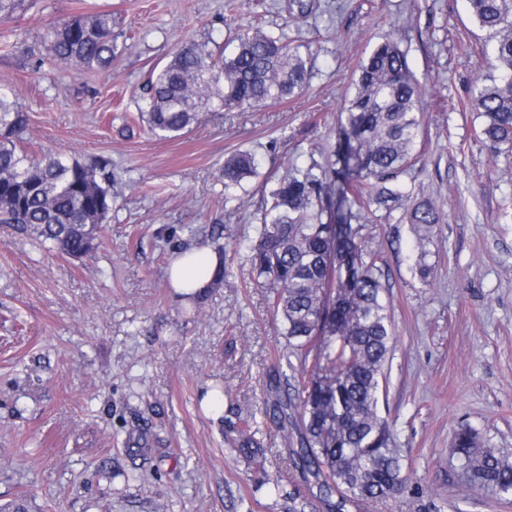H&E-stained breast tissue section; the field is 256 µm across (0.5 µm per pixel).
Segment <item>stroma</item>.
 I'll return each mask as SVG.
<instances>
[{"instance_id":"1","label":"stroma","mask_w":512,"mask_h":512,"mask_svg":"<svg viewBox=\"0 0 512 512\" xmlns=\"http://www.w3.org/2000/svg\"><path fill=\"white\" fill-rule=\"evenodd\" d=\"M305 2L306 17L293 18L288 0H24L0 19V87L27 118L26 147L105 158L120 177L83 259L0 224V512L20 498L28 512H288L290 492L326 512L291 465L295 423L260 413L286 367L285 338L244 248L270 184L333 145L354 72L389 33L423 86L424 133L405 181L441 220L426 283L409 224L381 214L366 228L394 332L378 409L409 480L396 497L344 512H512V501L466 488L451 447L469 426L512 459V151L491 155L462 106L481 67L458 43L466 0ZM87 12L112 15L111 66L56 64L48 32ZM247 25L300 44L309 88L260 109L201 113L174 140L148 132L137 105L151 69L185 41L232 51ZM240 150L255 154L258 174L228 202L220 168ZM213 224L224 227L229 276L195 314L168 266L175 241ZM215 385L219 417L200 402ZM249 418L255 453L236 440ZM109 461L155 478L114 495L96 475Z\"/></svg>"}]
</instances>
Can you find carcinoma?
<instances>
[{"instance_id":"obj_1","label":"carcinoma","mask_w":512,"mask_h":512,"mask_svg":"<svg viewBox=\"0 0 512 512\" xmlns=\"http://www.w3.org/2000/svg\"><path fill=\"white\" fill-rule=\"evenodd\" d=\"M480 35L475 45L485 65L464 100L479 113L478 137L495 153L512 148V0H466ZM60 64L88 71L109 67L117 36L112 15L72 16L48 34ZM313 72L282 36L248 29L231 54L185 42L145 84L139 118L163 139H177L199 113L248 110L302 93ZM352 93L337 116V142L322 162L293 164L269 191L248 247L256 284L281 318L286 358L300 369L274 380L278 403L265 407L270 421L293 413L300 423V450L293 467L313 477L330 512L398 493L407 482L387 422L378 413L386 391L385 368L392 339L390 304L375 253L362 241L366 215L401 210L417 228L415 271L425 262L428 230L440 212L428 200L412 203L407 174L423 130L422 85L394 35L387 34L359 62ZM26 118L0 90V223L14 224L37 244L73 259L96 248L112 211V163L80 161L50 152L30 154L21 145ZM257 174L254 154L224 160V199ZM453 453L468 475L469 489L497 499L512 497V461L480 444L478 434L458 429ZM102 477L145 484L144 467L112 465ZM339 501L332 502L334 495Z\"/></svg>"}]
</instances>
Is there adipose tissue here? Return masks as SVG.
Masks as SVG:
<instances>
[{"instance_id":"1","label":"adipose tissue","mask_w":512,"mask_h":512,"mask_svg":"<svg viewBox=\"0 0 512 512\" xmlns=\"http://www.w3.org/2000/svg\"><path fill=\"white\" fill-rule=\"evenodd\" d=\"M220 267L218 253L210 246L196 244L177 252L169 266V280L178 298L201 295Z\"/></svg>"}]
</instances>
